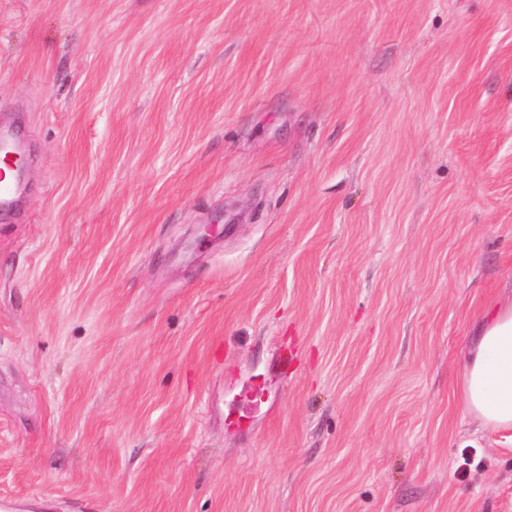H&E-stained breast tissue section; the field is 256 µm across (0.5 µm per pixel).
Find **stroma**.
<instances>
[{"label":"stroma","mask_w":512,"mask_h":512,"mask_svg":"<svg viewBox=\"0 0 512 512\" xmlns=\"http://www.w3.org/2000/svg\"><path fill=\"white\" fill-rule=\"evenodd\" d=\"M0 127L18 512H512V0H0ZM457 358L464 410L482 425L512 427V301L490 307Z\"/></svg>","instance_id":"obj_1"}]
</instances>
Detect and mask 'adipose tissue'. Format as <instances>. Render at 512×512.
Here are the masks:
<instances>
[{"instance_id": "ef3b65f1", "label": "adipose tissue", "mask_w": 512, "mask_h": 512, "mask_svg": "<svg viewBox=\"0 0 512 512\" xmlns=\"http://www.w3.org/2000/svg\"><path fill=\"white\" fill-rule=\"evenodd\" d=\"M465 411L482 425L512 427V301L488 308L457 358Z\"/></svg>"}]
</instances>
